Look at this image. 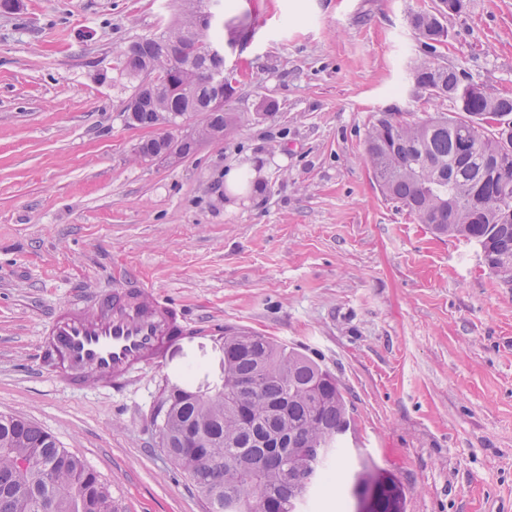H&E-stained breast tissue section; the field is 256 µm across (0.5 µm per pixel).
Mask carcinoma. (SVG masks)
Segmentation results:
<instances>
[{
    "label": "carcinoma",
    "instance_id": "obj_1",
    "mask_svg": "<svg viewBox=\"0 0 512 512\" xmlns=\"http://www.w3.org/2000/svg\"><path fill=\"white\" fill-rule=\"evenodd\" d=\"M187 7L212 16L192 31L189 15L158 34L135 37L116 57L114 82L137 92L140 72L152 66L165 76L160 103L142 102L128 124L153 127L157 113L177 118L207 113L205 132L227 134L234 113L210 107L218 93L235 92L232 77L212 48L224 31L242 38L253 27L224 22L221 0H187ZM459 14V11L452 12ZM448 0L436 12L413 14L410 26L422 39L423 54L408 67L414 85L433 102L451 100L455 114L435 112L423 121H398L379 115L365 133L364 153L383 195L409 216L440 234L480 246L490 273L512 259V222L501 221L496 199L512 188V149H504L507 130L478 125L475 117L496 112L512 118V95L487 93L464 73L435 63L438 46L448 38ZM224 375L255 386H234L211 395L171 391L160 426L163 447L191 476L208 512H301L312 490L333 471L330 460L352 426V416L336 376L313 359L266 336L243 331L224 336ZM286 431L304 449L306 481L292 480L295 459L264 447L267 437ZM29 467L18 480L19 464ZM373 483L381 488L378 512H405V494L395 475L362 459L350 477L351 489ZM0 512H115L112 496L95 471L57 446L55 439L29 421L0 415Z\"/></svg>",
    "mask_w": 512,
    "mask_h": 512
}]
</instances>
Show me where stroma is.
<instances>
[{
    "instance_id": "1",
    "label": "stroma",
    "mask_w": 512,
    "mask_h": 512,
    "mask_svg": "<svg viewBox=\"0 0 512 512\" xmlns=\"http://www.w3.org/2000/svg\"><path fill=\"white\" fill-rule=\"evenodd\" d=\"M436 0H234L255 28L226 64L237 123L178 163L145 159L113 83L121 47L178 0H19L0 10V414L79 457L118 512H207L160 443L163 392L224 386V330L268 336L338 378L358 457L400 479L406 512H512V288L480 248L384 199L363 149L383 112L434 106L404 78L410 14ZM440 64L512 94V0H465ZM276 111L258 114L259 100ZM255 162L249 201L225 174ZM135 281L199 331L123 387L33 376L50 313Z\"/></svg>"
}]
</instances>
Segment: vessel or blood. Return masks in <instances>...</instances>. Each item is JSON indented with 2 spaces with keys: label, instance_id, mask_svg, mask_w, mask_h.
Instances as JSON below:
<instances>
[{
  "label": "vessel or blood",
  "instance_id": "obj_1",
  "mask_svg": "<svg viewBox=\"0 0 512 512\" xmlns=\"http://www.w3.org/2000/svg\"><path fill=\"white\" fill-rule=\"evenodd\" d=\"M195 329L177 307L131 282L58 308L42 333L40 364L74 390L119 385Z\"/></svg>",
  "mask_w": 512,
  "mask_h": 512
}]
</instances>
